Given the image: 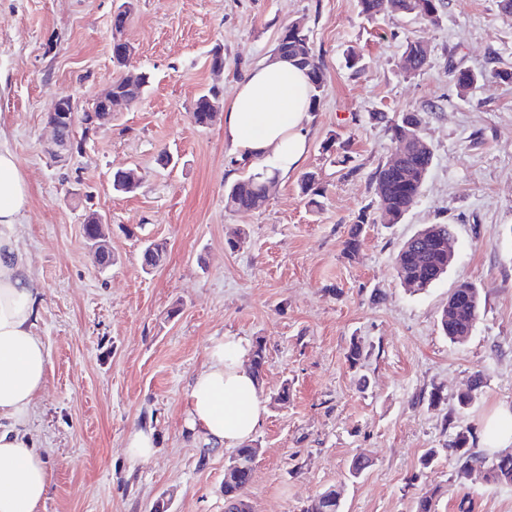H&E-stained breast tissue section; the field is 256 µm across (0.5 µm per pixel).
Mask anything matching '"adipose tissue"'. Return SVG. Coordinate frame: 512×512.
Returning a JSON list of instances; mask_svg holds the SVG:
<instances>
[{"mask_svg":"<svg viewBox=\"0 0 512 512\" xmlns=\"http://www.w3.org/2000/svg\"><path fill=\"white\" fill-rule=\"evenodd\" d=\"M310 85L303 71L277 60L254 68L224 112V142L238 162L279 178L297 171L307 155ZM28 189L18 160L0 142V512H37L49 496L50 476L28 424L47 369L36 333L35 292L18 246ZM247 341L216 340L193 379L184 424L192 435L235 448L263 424L261 384L242 359Z\"/></svg>","mask_w":512,"mask_h":512,"instance_id":"obj_1","label":"adipose tissue"}]
</instances>
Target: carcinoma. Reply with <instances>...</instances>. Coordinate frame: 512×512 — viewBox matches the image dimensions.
<instances>
[{"instance_id": "cac0c4a2", "label": "carcinoma", "mask_w": 512, "mask_h": 512, "mask_svg": "<svg viewBox=\"0 0 512 512\" xmlns=\"http://www.w3.org/2000/svg\"><path fill=\"white\" fill-rule=\"evenodd\" d=\"M360 14L368 20H376L384 15L410 17L426 24L437 25L441 19L443 0H358ZM273 53L305 70L313 88L309 111L314 112L320 104L323 91V72L319 58L310 42L309 28L305 19L296 18L288 23V38L278 39ZM402 68L411 76L423 70L429 60L427 44L418 38H408L402 45ZM451 81L459 95L483 78V75L470 70L450 72ZM151 84L149 73H142L138 81L129 86L120 77L112 82L113 91H120L130 100L141 97ZM221 91L213 86L201 94L194 103L195 124L203 125L204 110L211 103L220 102ZM423 115L412 111L403 113L390 126L392 139L407 141L405 152L398 163L388 159L379 165L375 176V195L383 205L388 222L396 224L415 205L420 196L424 181L433 163V151L420 144L415 135L420 133ZM134 169L128 176L112 175V187L121 193H131L136 184L131 179ZM274 177L260 171H252L242 176L224 189V207L235 212H248L261 208L267 200L268 184ZM299 188L308 198V203L318 205L324 187L315 172L301 176ZM453 240L449 224H430L404 242L395 258V270L400 283L415 292L425 290L436 282L434 269L447 264L448 256L439 248L438 242ZM165 248L161 243L150 241L142 251L143 268L158 267L165 259ZM457 306L453 310L442 309L440 326L444 335L456 343H462L471 336L481 314L482 296L479 288H470L462 283L455 292ZM448 449L464 460V467L485 466L486 460L473 451L469 431L459 430L448 441ZM487 478L496 483H512V457H497L487 469ZM250 482L248 472L242 470L233 478L224 481L225 512L247 503L244 492ZM340 492L328 488L314 497L303 512H340Z\"/></svg>"}]
</instances>
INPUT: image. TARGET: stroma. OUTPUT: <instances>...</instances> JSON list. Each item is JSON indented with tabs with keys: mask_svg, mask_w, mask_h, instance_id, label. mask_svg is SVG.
<instances>
[{
	"mask_svg": "<svg viewBox=\"0 0 512 512\" xmlns=\"http://www.w3.org/2000/svg\"><path fill=\"white\" fill-rule=\"evenodd\" d=\"M122 0H0V131L29 188L19 246L30 258L37 332L48 353L44 391L29 428L51 490L39 512H224L230 449L184 427L188 386L213 342H262L268 415L246 496L254 512H303L328 487L341 512H413L437 491L436 512H512V484L484 471L459 474L447 442L470 430L487 450L485 425L512 409V18L497 0H444L438 25L388 15L368 23L357 0H135L123 37L131 68L152 83L83 152L45 151L51 103L76 111L120 77L112 16ZM305 18L324 70L302 171L318 172V205L299 192L301 173L276 180L259 210L224 208V189L247 172L224 144V123L197 126L191 107L210 86L229 104L236 85L291 20ZM417 37L430 58L400 68L401 42ZM224 52L214 74L209 55ZM354 50L359 76L345 66ZM484 78L458 96L449 78ZM419 111L434 159L421 194L399 223H385L374 178L396 145L372 113ZM347 163H330V155ZM135 168V192L112 173ZM109 220L114 263L100 269L87 244V210ZM430 224H450L456 261L431 288L396 277L402 244ZM360 228V250L343 243ZM165 242L157 268L142 267L144 241ZM481 290L471 336L451 342L439 317L457 281ZM365 352L351 365V343ZM483 384L462 409L474 374ZM289 386L290 400L275 396ZM443 400L430 405L433 392ZM151 426L156 452L130 463L129 432ZM437 456L430 466L422 459ZM365 455L359 478L348 469Z\"/></svg>",
	"mask_w": 512,
	"mask_h": 512,
	"instance_id": "35a3bbf8",
	"label": "stroma"
}]
</instances>
